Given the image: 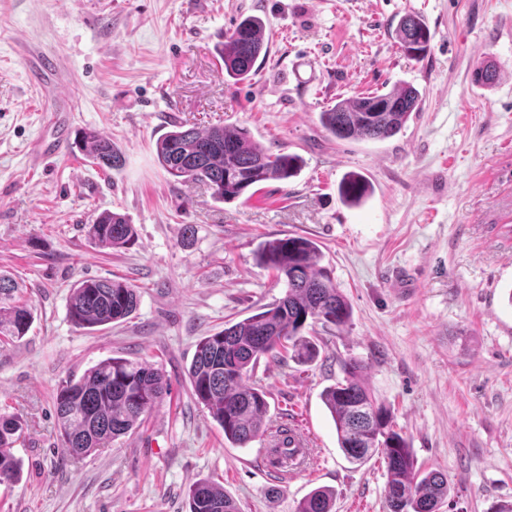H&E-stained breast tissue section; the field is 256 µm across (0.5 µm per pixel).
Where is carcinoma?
<instances>
[{
  "instance_id": "carcinoma-1",
  "label": "carcinoma",
  "mask_w": 512,
  "mask_h": 512,
  "mask_svg": "<svg viewBox=\"0 0 512 512\" xmlns=\"http://www.w3.org/2000/svg\"><path fill=\"white\" fill-rule=\"evenodd\" d=\"M401 49L411 58L425 57L431 32L420 16L408 14L396 31ZM265 46V28L257 17L243 19L224 35L218 49L225 73L248 78ZM498 69L486 63L475 70L476 81L494 85ZM419 91L402 84L387 93L341 100L320 113V124L340 139L383 141L396 135L419 109ZM76 143L86 157L103 169L123 165L112 140L94 130L77 133ZM157 159L174 178L198 182L211 190L217 202H230L268 181H286L300 168L297 156L273 152L249 136L247 130L213 126L205 130L184 124L161 136ZM368 187L349 174L339 193L349 205H358ZM89 239L102 249H117L136 237L134 225L123 214L104 211L87 225ZM257 260L284 277V297L268 309L224 330L201 338L188 369L196 399L224 430V439L245 448L265 435L266 391L250 381V372L267 357L286 351L301 364L318 357L316 343L302 335L308 322L341 328L351 320V309L336 288L330 272L321 266L316 242L304 237L265 240L256 249ZM18 283L0 274V339L19 341L29 331L32 313L15 299ZM139 295L126 281L85 278L71 287L68 313L78 327L89 331L120 322L137 310ZM343 380L327 387L322 399L336 426L338 447L352 464L363 465L376 455L386 463V501L389 512H440L450 495L447 475L420 472L407 441L394 430L390 409L377 402L361 381V365L343 362ZM169 379L153 364L109 357L87 369L77 381L65 382L56 392L54 407L62 447L70 456H88L102 445L134 431L161 403ZM23 423L15 415L0 414V483L21 479V465L13 448L22 438ZM289 429L272 435L268 462L288 467ZM189 512H240L235 501L214 482L199 480L187 490ZM334 493L312 490L296 512H332Z\"/></svg>"
}]
</instances>
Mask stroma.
<instances>
[{"label":"stroma","instance_id":"stroma-1","mask_svg":"<svg viewBox=\"0 0 512 512\" xmlns=\"http://www.w3.org/2000/svg\"><path fill=\"white\" fill-rule=\"evenodd\" d=\"M420 15L433 37L407 56L395 29ZM261 17L268 50L249 80L227 76L215 45L244 17ZM55 74L33 78L35 55ZM499 81L478 83L480 61ZM408 83L421 94L395 136L339 140L319 115L337 101ZM246 129L298 155L288 181L251 198L215 201L169 175L155 152L172 124ZM68 142L37 156L58 126ZM94 130L125 159L103 172L74 139ZM371 194L343 202L346 173ZM124 214L135 242L90 243L101 211ZM195 235L184 239L185 225ZM315 241L352 308L346 327L309 326L313 363L264 359L269 427L300 431L311 468L280 478L266 438L247 447L191 393L201 337L259 313L286 286L255 255L260 242ZM0 273L33 315L21 340L0 344V413L19 415L22 478L0 484V512H189L186 490L207 479L241 512H296L311 490L333 512H388L386 465L349 463L322 391L343 361L365 366L375 398L421 469L451 484L441 512L512 507V0H0ZM86 277L124 279L139 307L91 332L67 314ZM112 356L145 359L171 390L132 434L88 457L63 450L53 399Z\"/></svg>","mask_w":512,"mask_h":512}]
</instances>
